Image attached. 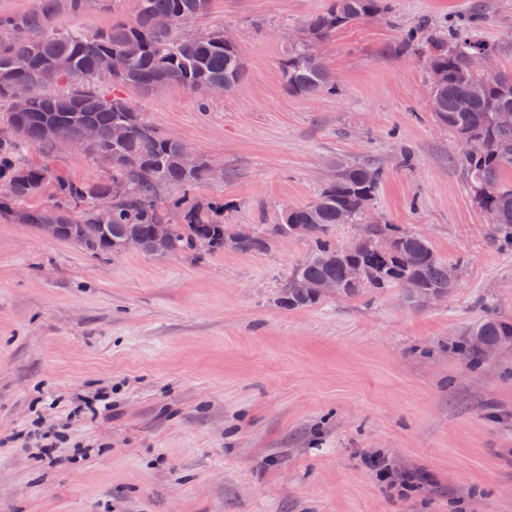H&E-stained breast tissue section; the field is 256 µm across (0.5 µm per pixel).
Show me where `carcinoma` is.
<instances>
[{"label":"carcinoma","mask_w":512,"mask_h":512,"mask_svg":"<svg viewBox=\"0 0 512 512\" xmlns=\"http://www.w3.org/2000/svg\"><path fill=\"white\" fill-rule=\"evenodd\" d=\"M97 2L36 0L24 13H0V105L6 108L0 122L24 127L22 137L0 139V176L16 201L37 196L50 181L56 187L51 209L19 210L16 217L39 229L54 225L53 237L68 240L94 257L120 252L121 240L129 235L139 239L141 251L158 257L223 249L224 240L236 239V234L229 233L218 216L191 202V193L209 181V160L183 167L177 159L181 141L156 131L126 99L109 95V88L120 85L149 93L179 86L196 93L206 85L226 83L233 90L246 73L237 46L224 43L222 29L187 33L208 13L210 0H136L131 21L117 19L92 32L57 28L60 16L79 18ZM386 9V0H328L322 11L306 21L304 37L289 43L282 63L285 90L316 96L334 88L321 57L309 54L308 44H320L336 30L377 17ZM161 18L169 24L158 25ZM481 22L477 16L470 27H450L424 41L409 30L394 53L405 56L417 41L427 68L443 73L442 84L433 91L436 117L461 143V165L475 207L512 241V181L504 179L505 173H512V124L495 120L496 113L512 111V76L489 79L469 69L472 54L493 52L478 34ZM105 57L116 64L107 85L96 76L97 63ZM60 58L68 60L69 70L54 69ZM18 85L29 92L22 106L14 99ZM50 120L63 127L65 136L46 135ZM86 122L96 127L97 138L84 150L108 164V176L77 185L53 177L46 167L25 163V153L31 148L80 145V129ZM117 124L126 126L121 140L112 138ZM383 178L378 167L339 163L336 176L314 202L281 211L270 236L292 237L293 225L304 224L308 227L304 239L311 250L281 289L280 306L305 309L329 299L313 288L320 281L336 283L339 300L395 289L413 308L454 292L457 285L448 284V263L419 233L376 220L364 225L348 251L332 240L335 226L355 224L366 214ZM171 188L181 195L163 196ZM103 199L112 205L107 214L100 215L95 206ZM156 224L169 225V236L163 242L154 237ZM351 266L363 270L358 283L345 279ZM509 345L512 325L494 317L480 320L467 333L466 348L473 357L484 356L490 347Z\"/></svg>","instance_id":"1"}]
</instances>
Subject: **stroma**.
I'll return each instance as SVG.
<instances>
[{"label":"stroma","instance_id":"1","mask_svg":"<svg viewBox=\"0 0 512 512\" xmlns=\"http://www.w3.org/2000/svg\"><path fill=\"white\" fill-rule=\"evenodd\" d=\"M326 2L211 0L201 26L236 33L246 76L207 109L178 86L119 94L223 165L196 199L232 231L313 201L336 160L381 167L372 216L425 235L455 292L289 311L303 239L94 258L0 214V512H512V346L474 365L458 351L486 308L512 324V246L471 201L423 60L394 54L406 30L479 13L485 72L512 74V0H390L321 44L335 91L289 94L288 36ZM26 160L77 183L106 172L71 145Z\"/></svg>","mask_w":512,"mask_h":512}]
</instances>
